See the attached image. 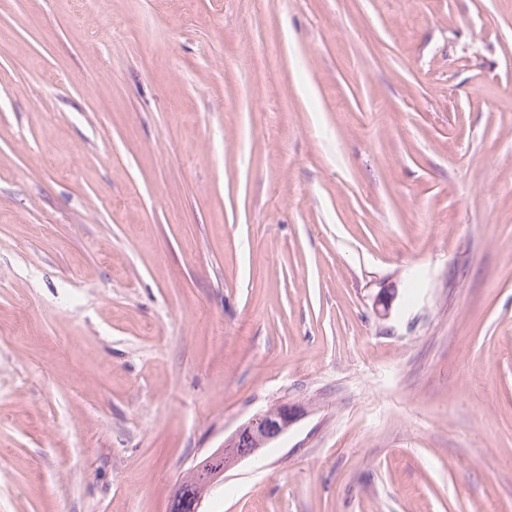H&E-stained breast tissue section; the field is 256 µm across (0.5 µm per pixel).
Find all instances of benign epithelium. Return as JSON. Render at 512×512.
Returning <instances> with one entry per match:
<instances>
[{"label":"benign epithelium","instance_id":"benign-epithelium-1","mask_svg":"<svg viewBox=\"0 0 512 512\" xmlns=\"http://www.w3.org/2000/svg\"><path fill=\"white\" fill-rule=\"evenodd\" d=\"M307 414L300 402H282L254 415L224 439V444L189 469L191 484L198 488L190 512H203L204 494L224 473L240 462L258 457L260 451L280 440Z\"/></svg>","mask_w":512,"mask_h":512}]
</instances>
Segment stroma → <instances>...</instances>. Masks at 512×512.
Masks as SVG:
<instances>
[{"label":"stroma","instance_id":"35a3bbf8","mask_svg":"<svg viewBox=\"0 0 512 512\" xmlns=\"http://www.w3.org/2000/svg\"><path fill=\"white\" fill-rule=\"evenodd\" d=\"M283 401L205 512H512V0H0V512Z\"/></svg>","mask_w":512,"mask_h":512}]
</instances>
